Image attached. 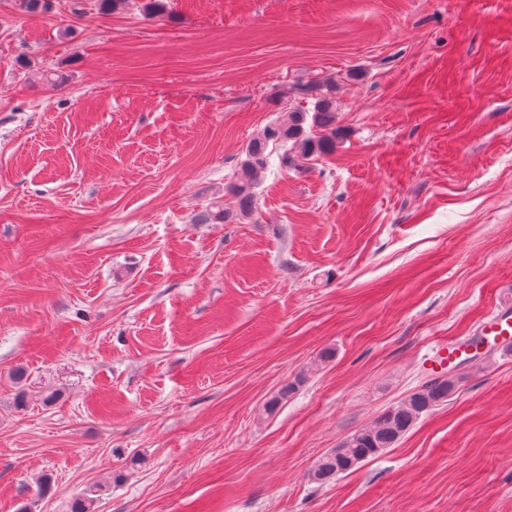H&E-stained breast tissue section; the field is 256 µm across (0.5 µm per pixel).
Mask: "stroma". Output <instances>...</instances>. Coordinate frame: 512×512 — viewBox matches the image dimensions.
Returning a JSON list of instances; mask_svg holds the SVG:
<instances>
[{
  "label": "stroma",
  "mask_w": 512,
  "mask_h": 512,
  "mask_svg": "<svg viewBox=\"0 0 512 512\" xmlns=\"http://www.w3.org/2000/svg\"><path fill=\"white\" fill-rule=\"evenodd\" d=\"M168 3L0 0V512H512L493 347L308 477L512 310V0ZM320 97L335 151L202 223ZM457 381L451 377H432L419 386L400 404L377 416L369 425L348 435L336 448L320 457L309 473L318 484L334 480L362 462L397 443L420 416L444 405L455 391Z\"/></svg>",
  "instance_id": "1"
}]
</instances>
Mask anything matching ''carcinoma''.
Listing matches in <instances>:
<instances>
[{
    "instance_id": "cac0c4a2",
    "label": "carcinoma",
    "mask_w": 512,
    "mask_h": 512,
    "mask_svg": "<svg viewBox=\"0 0 512 512\" xmlns=\"http://www.w3.org/2000/svg\"><path fill=\"white\" fill-rule=\"evenodd\" d=\"M50 0H13V7L24 15L49 11ZM318 129L321 135L312 134ZM343 132L336 127V109L328 98H320L311 112L300 108L288 112L287 119L267 125L245 149L235 181L227 191L235 199L238 213L249 215L257 209L256 189L270 166L272 152L280 148L279 166L299 169L304 161L336 149ZM457 381L451 377H432L419 386L400 404L384 411L369 425L348 435L337 447L320 457L309 473L318 484L334 480L362 462L397 443L420 416L445 404L455 391Z\"/></svg>"
}]
</instances>
